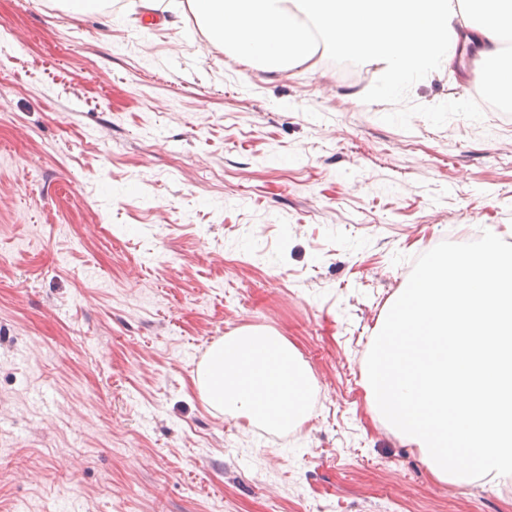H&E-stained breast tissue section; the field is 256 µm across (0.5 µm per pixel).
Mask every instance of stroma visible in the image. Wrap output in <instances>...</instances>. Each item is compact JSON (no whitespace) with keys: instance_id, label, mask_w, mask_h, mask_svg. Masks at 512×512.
Segmentation results:
<instances>
[{"instance_id":"35a3bbf8","label":"stroma","mask_w":512,"mask_h":512,"mask_svg":"<svg viewBox=\"0 0 512 512\" xmlns=\"http://www.w3.org/2000/svg\"><path fill=\"white\" fill-rule=\"evenodd\" d=\"M56 3L0 0V512H512V478L438 480L364 386L415 251L512 244V112L469 62L388 92ZM243 326L312 376L300 428L201 400Z\"/></svg>"}]
</instances>
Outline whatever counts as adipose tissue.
Returning a JSON list of instances; mask_svg holds the SVG:
<instances>
[{
    "label": "adipose tissue",
    "mask_w": 512,
    "mask_h": 512,
    "mask_svg": "<svg viewBox=\"0 0 512 512\" xmlns=\"http://www.w3.org/2000/svg\"><path fill=\"white\" fill-rule=\"evenodd\" d=\"M153 11L189 9L210 34L253 63L315 69L323 50L381 66L404 85L431 75L474 41L478 82L490 100L512 101V0H143ZM202 401L247 424L297 428L309 417L311 380L277 332L246 326L213 342L194 372Z\"/></svg>",
    "instance_id": "ef3b65f1"
}]
</instances>
